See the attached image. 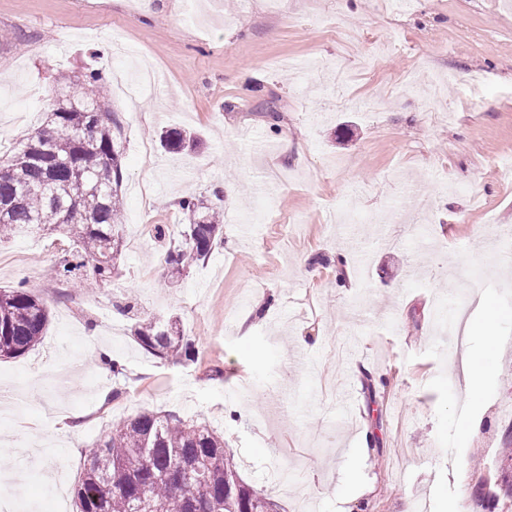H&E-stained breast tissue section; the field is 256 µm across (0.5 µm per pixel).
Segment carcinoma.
Instances as JSON below:
<instances>
[{
	"label": "carcinoma",
	"mask_w": 512,
	"mask_h": 512,
	"mask_svg": "<svg viewBox=\"0 0 512 512\" xmlns=\"http://www.w3.org/2000/svg\"><path fill=\"white\" fill-rule=\"evenodd\" d=\"M61 94L46 123L0 164V241L35 230L62 232L76 244L60 276L83 269L101 283L117 275L124 246L120 124L105 107L102 73ZM172 150L195 146L181 129L166 131ZM179 207L188 218L182 240L167 251L171 277L180 278L224 240L219 211L200 197ZM50 310L24 281L0 288V360L38 345ZM134 339L163 360H195V343L176 317L136 321ZM76 512H272L273 503L243 484L224 436L206 423L143 409L113 425L91 448L75 488Z\"/></svg>",
	"instance_id": "carcinoma-1"
}]
</instances>
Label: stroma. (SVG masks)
Listing matches in <instances>:
<instances>
[{
	"label": "stroma",
	"instance_id": "1",
	"mask_svg": "<svg viewBox=\"0 0 512 512\" xmlns=\"http://www.w3.org/2000/svg\"><path fill=\"white\" fill-rule=\"evenodd\" d=\"M139 65L164 85L133 100L116 78ZM90 69L121 122L126 244L103 284L60 277L63 235L0 243V287L27 281L51 311L37 347L0 361V478L23 477L9 512H74L89 448L144 408L210 422L278 512H341L365 485L357 512H456L497 479L512 344L489 358L446 323L491 298L512 337V0H0V157ZM172 127L199 147L163 148ZM189 193L219 200L224 244L172 283L154 227L179 238ZM352 195L367 223H337ZM129 301L178 316L196 362L144 351ZM465 353L486 362L478 405Z\"/></svg>",
	"mask_w": 512,
	"mask_h": 512
}]
</instances>
